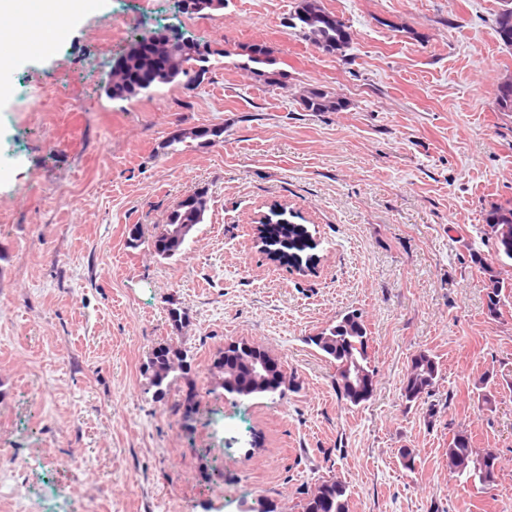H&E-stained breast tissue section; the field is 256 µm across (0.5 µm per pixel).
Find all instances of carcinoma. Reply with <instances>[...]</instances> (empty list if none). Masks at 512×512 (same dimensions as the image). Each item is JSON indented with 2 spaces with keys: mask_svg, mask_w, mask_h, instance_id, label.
<instances>
[{
  "mask_svg": "<svg viewBox=\"0 0 512 512\" xmlns=\"http://www.w3.org/2000/svg\"><path fill=\"white\" fill-rule=\"evenodd\" d=\"M192 10L189 14H210L224 9V0H191ZM288 27L302 32L319 49L326 52H342L348 48L351 40L348 26L331 18V13L322 6L321 0H299L293 12L288 16ZM174 37L161 32H154L148 42L139 47H130L121 59L119 68L104 85V93L112 100H132L139 96H149L165 85L198 83L202 75L209 70L211 51L201 49L200 43L185 47L183 51L169 54L168 46ZM247 57L254 64L250 72L264 78L269 84H279V72L272 69L276 60L266 46L253 43L239 46V51L226 49L221 56L234 54ZM495 101L498 111L512 112V85L497 84ZM302 105L309 112H338L343 101L329 96L318 87L310 88L302 97ZM221 128H205L183 131L173 135L167 146L183 143L186 139H210L223 135ZM210 209L207 191L202 189L188 196V200L175 205L170 211L162 230L171 236L167 245L151 241L153 252L157 256L171 259L182 253L186 239L181 236L184 226L195 230L204 223ZM485 235L494 240L496 256L512 260V203L492 206L485 214ZM273 231L268 240L262 242L266 253L286 265L298 261L297 253L305 249H315L317 243L302 224H293L285 219L272 225ZM487 315L496 320L502 315L508 295L506 290L512 283L489 270V277L484 284ZM367 325L363 316L349 312L328 324L306 342L315 346L336 366V389L342 397L353 405L368 401L364 394L353 389L341 375L346 367L360 375L362 380L374 385L375 369L371 365L369 354ZM190 368L187 351L171 345L158 346L150 353L146 372L150 376V385L154 388L153 398L163 402L169 394L171 385L182 378ZM216 385L235 399L254 396H275L283 393L264 387L246 373L242 365L224 360V353H219L214 360ZM439 362L429 353L416 354L409 365L402 385V397L408 403L431 394L439 376ZM197 394L191 390L185 398L176 404V411L182 414L185 428H190V421L196 413ZM448 472L451 476L463 477L485 488L493 485L497 474V456L490 451L480 452L473 448L470 437L463 432L453 435L446 452ZM299 502L300 512H350L347 485L336 476L322 480L302 492Z\"/></svg>",
  "mask_w": 512,
  "mask_h": 512,
  "instance_id": "carcinoma-1",
  "label": "carcinoma"
}]
</instances>
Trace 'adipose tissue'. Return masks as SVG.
<instances>
[{"label":"adipose tissue","instance_id":"adipose-tissue-1","mask_svg":"<svg viewBox=\"0 0 512 512\" xmlns=\"http://www.w3.org/2000/svg\"><path fill=\"white\" fill-rule=\"evenodd\" d=\"M93 0H0V17L13 18L12 43L39 45L44 53H52L63 31L60 21L77 23Z\"/></svg>","mask_w":512,"mask_h":512}]
</instances>
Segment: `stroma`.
Returning a JSON list of instances; mask_svg holds the SVG:
<instances>
[{"mask_svg":"<svg viewBox=\"0 0 512 512\" xmlns=\"http://www.w3.org/2000/svg\"><path fill=\"white\" fill-rule=\"evenodd\" d=\"M352 33L324 52L285 20L297 0H225L189 16L177 0H98L52 54L18 50L0 98V512H236L261 496L298 512L336 475L350 512H512V304L485 309L484 215L512 201V113L496 85L512 47L505 0H321ZM174 25L217 52L266 44L282 85L234 56L200 83L106 97L115 59ZM317 86L345 103L304 110ZM220 139L169 149L180 129ZM210 209L166 260L147 242L197 190ZM307 227L312 274L260 252V218ZM139 225L143 246L127 245ZM185 317L173 326L170 305ZM361 313L376 369L354 405L307 337ZM228 339L296 378L275 398L214 389ZM187 350L189 374L152 399V349ZM440 363L431 396L406 404L419 352ZM486 388H479L481 377ZM198 397L192 431L174 406ZM498 457L486 490L455 482L453 433ZM415 451L406 469L400 449Z\"/></svg>","mask_w":512,"mask_h":512,"instance_id":"1","label":"stroma"}]
</instances>
